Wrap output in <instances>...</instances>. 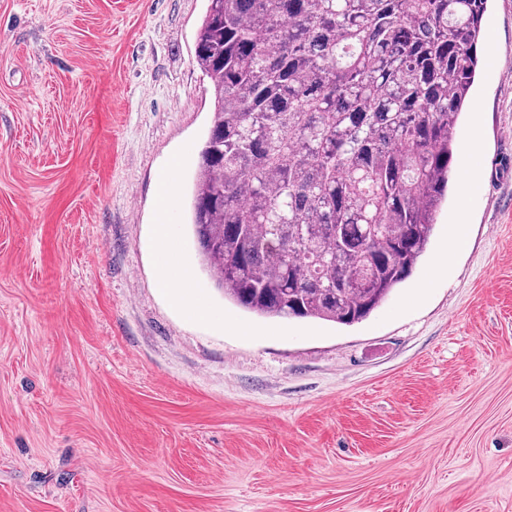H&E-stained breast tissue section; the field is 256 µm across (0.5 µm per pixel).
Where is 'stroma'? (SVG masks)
<instances>
[{
  "label": "stroma",
  "mask_w": 512,
  "mask_h": 512,
  "mask_svg": "<svg viewBox=\"0 0 512 512\" xmlns=\"http://www.w3.org/2000/svg\"><path fill=\"white\" fill-rule=\"evenodd\" d=\"M206 7L0 0V512H512V0L457 129L476 178L350 327L246 312L201 264ZM172 167L220 327L155 284ZM460 211L467 245L419 298Z\"/></svg>",
  "instance_id": "obj_1"
}]
</instances>
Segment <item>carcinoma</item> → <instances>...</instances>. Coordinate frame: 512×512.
I'll use <instances>...</instances> for the list:
<instances>
[{"mask_svg":"<svg viewBox=\"0 0 512 512\" xmlns=\"http://www.w3.org/2000/svg\"><path fill=\"white\" fill-rule=\"evenodd\" d=\"M487 3L208 0L191 225L224 298L352 326L411 276L474 106Z\"/></svg>","mask_w":512,"mask_h":512,"instance_id":"1","label":"carcinoma"}]
</instances>
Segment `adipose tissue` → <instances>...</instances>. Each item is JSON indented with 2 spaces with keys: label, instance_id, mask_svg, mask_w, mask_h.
<instances>
[{
  "label": "adipose tissue",
  "instance_id": "1",
  "mask_svg": "<svg viewBox=\"0 0 512 512\" xmlns=\"http://www.w3.org/2000/svg\"><path fill=\"white\" fill-rule=\"evenodd\" d=\"M173 234L172 225L159 224L155 227V247L162 257L156 274V286L170 294L175 304L192 318L207 322L215 321V314L200 307L195 301L192 291L194 272L184 256L174 252Z\"/></svg>",
  "mask_w": 512,
  "mask_h": 512
}]
</instances>
